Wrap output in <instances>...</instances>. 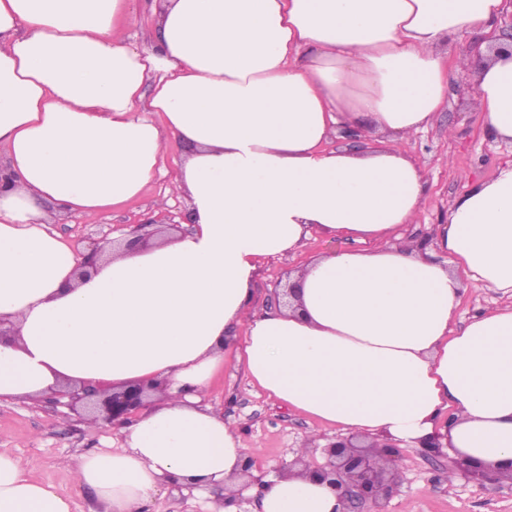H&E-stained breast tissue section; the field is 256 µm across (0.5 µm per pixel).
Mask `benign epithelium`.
<instances>
[{
    "label": "benign epithelium",
    "mask_w": 512,
    "mask_h": 512,
    "mask_svg": "<svg viewBox=\"0 0 512 512\" xmlns=\"http://www.w3.org/2000/svg\"><path fill=\"white\" fill-rule=\"evenodd\" d=\"M147 224H129L124 240L130 249L149 243L143 229ZM105 252L99 241L91 242L79 253L76 274L82 278L96 269L97 260ZM164 384L133 381L118 388L97 383L65 386L52 391L46 399L52 405L66 408L62 416L87 419L86 408L94 404L103 420L114 426H124L136 420L151 405L150 396L162 393ZM326 461L305 465V472L327 483L337 493L343 505L342 512H384L383 504L402 481L395 469L399 450L393 443L358 446L350 438H340L324 448Z\"/></svg>",
    "instance_id": "1"
}]
</instances>
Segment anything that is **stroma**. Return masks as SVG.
Listing matches in <instances>:
<instances>
[{"label":"stroma","instance_id":"obj_1","mask_svg":"<svg viewBox=\"0 0 512 512\" xmlns=\"http://www.w3.org/2000/svg\"><path fill=\"white\" fill-rule=\"evenodd\" d=\"M396 147L413 157L426 173L427 189L420 209L414 222L402 229L404 239L415 241H430L434 225L447 216L469 180L492 179L499 166L512 161V144L486 136L470 89L458 77L449 83L445 105L428 128L397 142ZM183 152L175 142L167 143L163 168L140 198L104 211L91 221L54 216L51 231L79 252L93 239L123 238L127 225L145 222L158 210L174 222H184L187 201L167 197ZM343 246V241L315 233L295 253L261 260L254 280V313H262L275 291L310 257ZM208 397L235 423L243 441L259 448L250 470L255 478L265 477L291 459L294 450L311 436H318L323 444L340 436L335 427L296 412L254 387L230 355L212 379ZM122 439L121 428L102 421L63 419L48 403L0 400V451L27 463V474L33 480L52 483L69 495L74 512H102V508L92 492L76 486L71 474L61 467V458L75 459L85 452L120 444ZM398 461L403 480L386 501L385 512H512V486L498 487L463 470L449 475L447 453L403 446Z\"/></svg>","mask_w":512,"mask_h":512}]
</instances>
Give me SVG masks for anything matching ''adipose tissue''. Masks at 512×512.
Returning a JSON list of instances; mask_svg holds the SVG:
<instances>
[{
    "label": "adipose tissue",
    "instance_id": "1",
    "mask_svg": "<svg viewBox=\"0 0 512 512\" xmlns=\"http://www.w3.org/2000/svg\"><path fill=\"white\" fill-rule=\"evenodd\" d=\"M505 0H164L141 48L133 0H0V398L84 381L162 379L121 447L67 466L105 512H147L171 485L222 491L238 512L252 450L208 400L234 351L250 381L343 434L449 459L512 464V303L457 327L465 279L512 296V162L458 196L432 242L413 223L422 168L395 141L424 129L460 70L440 50L466 25L473 103L512 141ZM388 141L326 149L334 128ZM187 147L170 192L190 230L104 254L78 280L42 204L84 219L140 197L165 143ZM351 241L311 258L290 306L251 315L260 259L310 232ZM242 343L230 345L237 326ZM261 512H341L325 484L281 467ZM0 452V512H71Z\"/></svg>",
    "mask_w": 512,
    "mask_h": 512
}]
</instances>
